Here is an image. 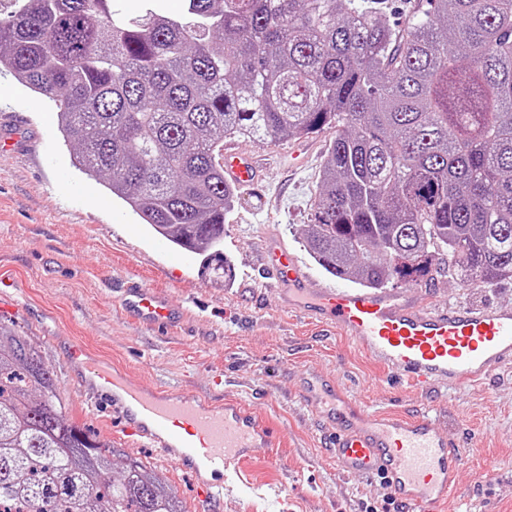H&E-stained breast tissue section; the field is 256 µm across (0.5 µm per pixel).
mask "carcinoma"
Instances as JSON below:
<instances>
[{
  "label": "carcinoma",
  "instance_id": "carcinoma-1",
  "mask_svg": "<svg viewBox=\"0 0 512 512\" xmlns=\"http://www.w3.org/2000/svg\"><path fill=\"white\" fill-rule=\"evenodd\" d=\"M0 0V69L57 109L73 165L231 276L224 139L335 132L304 230L364 288L512 279V0ZM412 257L417 263L399 265ZM62 411L52 369L0 322V512H186L167 480Z\"/></svg>",
  "mask_w": 512,
  "mask_h": 512
}]
</instances>
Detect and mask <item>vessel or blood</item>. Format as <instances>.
<instances>
[{"label": "vessel or blood", "mask_w": 512, "mask_h": 512, "mask_svg": "<svg viewBox=\"0 0 512 512\" xmlns=\"http://www.w3.org/2000/svg\"><path fill=\"white\" fill-rule=\"evenodd\" d=\"M224 177L251 190L260 178L255 156L225 151ZM281 307L313 317L352 340L391 375L428 388L484 380L512 363V309H435L400 288H344L309 278L297 256L276 238L264 247ZM122 305L151 329L178 314L163 296L128 279ZM91 401L108 400L126 437L158 448L165 463L195 474L198 512H221L224 485L240 477L254 449L270 447L271 431L249 409L223 398L181 390L147 391L117 372L98 370ZM303 398L318 410L325 447L338 470L360 479L384 478L403 512H438L448 498L464 449L449 444L430 415H371L329 381L303 379Z\"/></svg>", "instance_id": "1"}]
</instances>
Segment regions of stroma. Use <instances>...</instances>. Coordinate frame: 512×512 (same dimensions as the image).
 Returning a JSON list of instances; mask_svg holds the SVG:
<instances>
[{"mask_svg":"<svg viewBox=\"0 0 512 512\" xmlns=\"http://www.w3.org/2000/svg\"><path fill=\"white\" fill-rule=\"evenodd\" d=\"M0 110L15 115L0 121V143L8 146L0 152V280L9 285L0 320L14 324L52 368L66 415L124 458L162 473L187 512L195 507L192 474L122 440L110 414L88 409L82 369L104 367L145 390L171 386L202 397L214 395L220 377L227 399L273 428L278 445L256 449L248 464L254 488L225 487L222 512H364L387 496L384 481L344 475L327 455L318 414L299 395L305 371L335 379L361 410L432 414L449 442L467 451L445 512H512V364L450 389L384 378L346 336L281 308L263 278L264 242L273 236L313 279L334 281L303 234L332 132L225 139L263 168L258 190L238 195L224 224L233 268L227 278L74 167L53 105L5 72ZM132 274L182 310L179 325L150 330L123 310L119 288ZM407 291L438 308L512 309V280L465 286L442 276ZM76 343L79 366L70 356Z\"/></svg>","mask_w":512,"mask_h":512,"instance_id":"obj_1","label":"stroma"}]
</instances>
